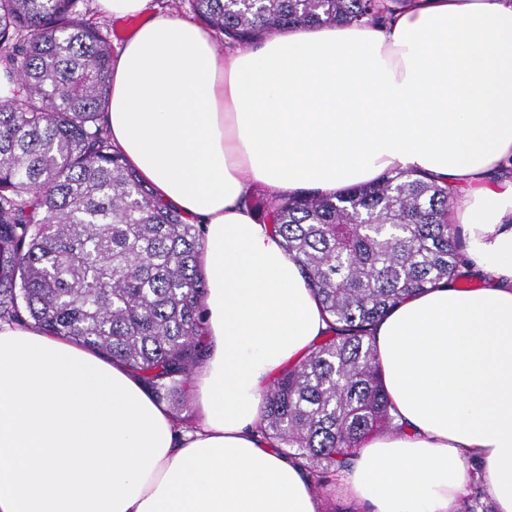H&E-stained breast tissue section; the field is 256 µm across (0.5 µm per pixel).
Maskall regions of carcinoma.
Segmentation results:
<instances>
[{"label": "carcinoma", "instance_id": "1", "mask_svg": "<svg viewBox=\"0 0 512 512\" xmlns=\"http://www.w3.org/2000/svg\"><path fill=\"white\" fill-rule=\"evenodd\" d=\"M79 2L0 0V320L97 349L168 401L207 357L202 239L112 144V51ZM407 3L189 0L229 45L379 25ZM456 197L405 169L249 201L330 317L328 335L264 393L259 424L318 493L367 435L398 429L372 333L408 295L463 277Z\"/></svg>", "mask_w": 512, "mask_h": 512}]
</instances>
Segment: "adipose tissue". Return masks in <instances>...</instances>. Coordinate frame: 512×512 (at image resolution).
I'll use <instances>...</instances> for the list:
<instances>
[{"instance_id": "obj_1", "label": "adipose tissue", "mask_w": 512, "mask_h": 512, "mask_svg": "<svg viewBox=\"0 0 512 512\" xmlns=\"http://www.w3.org/2000/svg\"><path fill=\"white\" fill-rule=\"evenodd\" d=\"M112 63L104 119L126 163L196 224L209 356L196 421L154 406L171 436L127 512H320L298 464L258 430L274 372L323 338L322 308L281 238L244 199L333 192L413 168L459 188L466 269L406 297L374 330L398 431L365 440L343 481L371 512H456L480 467L512 512V0H411L385 27L276 34L225 54L148 0Z\"/></svg>"}]
</instances>
